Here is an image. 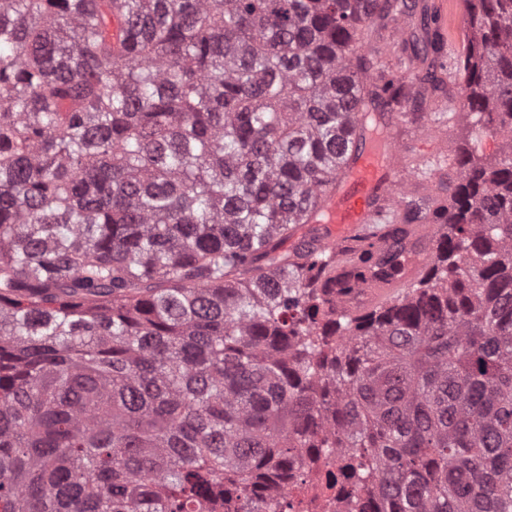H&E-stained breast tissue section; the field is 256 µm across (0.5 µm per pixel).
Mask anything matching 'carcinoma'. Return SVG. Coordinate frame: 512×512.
<instances>
[{"label": "carcinoma", "mask_w": 512, "mask_h": 512, "mask_svg": "<svg viewBox=\"0 0 512 512\" xmlns=\"http://www.w3.org/2000/svg\"><path fill=\"white\" fill-rule=\"evenodd\" d=\"M405 0H0V512H267L336 449L371 512H512V0H465L463 111L500 139L396 303L336 315L284 244L360 112L423 116L365 47ZM355 278L403 270L361 247Z\"/></svg>", "instance_id": "obj_1"}]
</instances>
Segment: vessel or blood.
<instances>
[{"mask_svg": "<svg viewBox=\"0 0 512 512\" xmlns=\"http://www.w3.org/2000/svg\"><path fill=\"white\" fill-rule=\"evenodd\" d=\"M393 122V115H384L386 131L377 141H353L345 167L324 195L319 212L293 236L294 242L335 255L330 277L336 311L341 315L395 302L400 292L425 272L431 245L440 235V225L419 224L403 242L384 240L385 248L409 255L401 276L353 282L350 248L359 238L374 232L376 224L384 219L381 201L389 198L394 208L402 207L404 185L415 176L407 164L408 153H415L423 163L436 156L432 132L423 133L409 148L393 138Z\"/></svg>", "mask_w": 512, "mask_h": 512, "instance_id": "obj_1", "label": "vessel or blood"}]
</instances>
